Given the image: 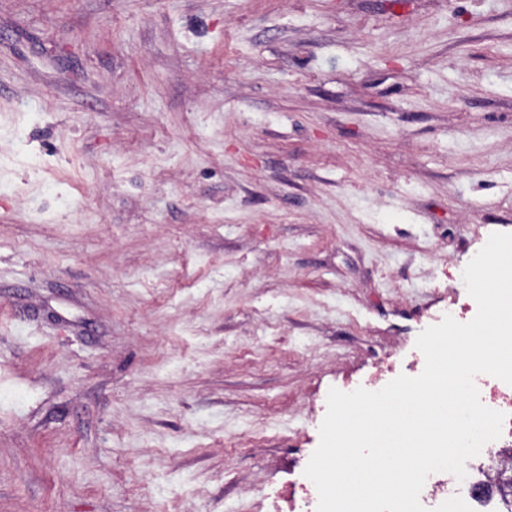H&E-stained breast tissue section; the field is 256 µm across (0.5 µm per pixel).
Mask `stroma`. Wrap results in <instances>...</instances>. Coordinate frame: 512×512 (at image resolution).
I'll use <instances>...</instances> for the list:
<instances>
[{"label": "stroma", "instance_id": "stroma-1", "mask_svg": "<svg viewBox=\"0 0 512 512\" xmlns=\"http://www.w3.org/2000/svg\"><path fill=\"white\" fill-rule=\"evenodd\" d=\"M494 233L512 0H0V512H289Z\"/></svg>", "mask_w": 512, "mask_h": 512}]
</instances>
